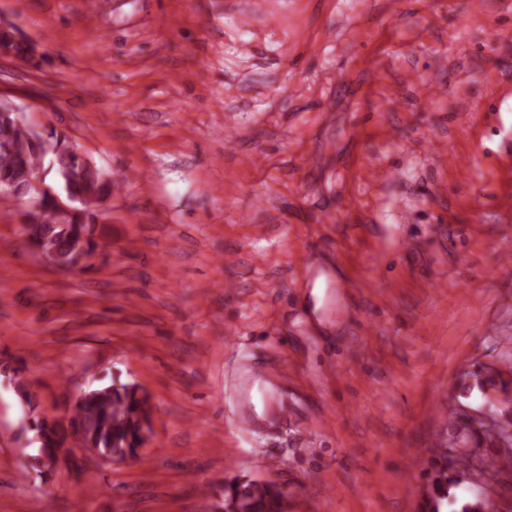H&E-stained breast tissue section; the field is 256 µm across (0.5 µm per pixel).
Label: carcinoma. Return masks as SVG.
<instances>
[{
    "mask_svg": "<svg viewBox=\"0 0 512 512\" xmlns=\"http://www.w3.org/2000/svg\"><path fill=\"white\" fill-rule=\"evenodd\" d=\"M41 163L25 134L12 125L0 124V177L16 179ZM57 179L75 196L112 195V184L101 182L82 171L77 155L63 152L55 157ZM95 219L82 212L63 215L51 204L23 212L21 233L26 244L43 255L56 254L60 266L74 269L99 247ZM149 395L135 383L110 380L84 390L72 408L67 423H47L33 418L30 431L38 447V461L55 455L71 437L96 448L107 459L142 458L143 424L150 420ZM466 453H455V472L448 471V448L433 450L430 489L425 495V512H440L444 500L458 482L456 473L469 466ZM286 494L269 482L234 481L224 486L223 512H284Z\"/></svg>",
    "mask_w": 512,
    "mask_h": 512,
    "instance_id": "carcinoma-1",
    "label": "carcinoma"
}]
</instances>
